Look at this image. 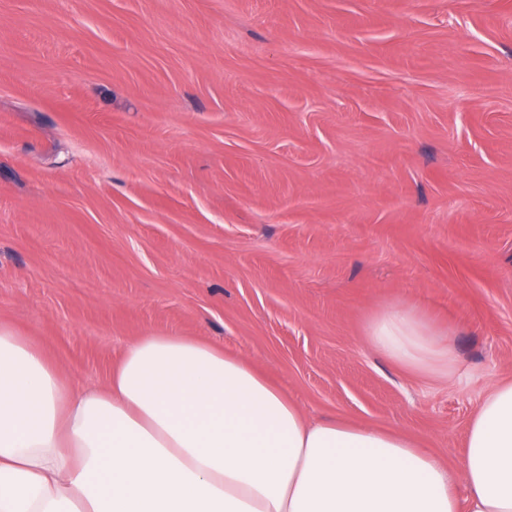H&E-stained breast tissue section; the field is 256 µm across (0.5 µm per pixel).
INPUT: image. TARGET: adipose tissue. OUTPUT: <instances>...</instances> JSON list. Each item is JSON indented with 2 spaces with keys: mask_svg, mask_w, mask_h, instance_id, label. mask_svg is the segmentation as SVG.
<instances>
[{
  "mask_svg": "<svg viewBox=\"0 0 512 512\" xmlns=\"http://www.w3.org/2000/svg\"><path fill=\"white\" fill-rule=\"evenodd\" d=\"M369 344L452 378L455 353L412 306L387 307ZM410 437L311 420L240 357L183 336L129 342L104 388L0 323V512H512V380L475 410L460 462Z\"/></svg>",
  "mask_w": 512,
  "mask_h": 512,
  "instance_id": "ef3b65f1",
  "label": "adipose tissue"
}]
</instances>
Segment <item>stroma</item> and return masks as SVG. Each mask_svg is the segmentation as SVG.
<instances>
[{"label":"stroma","mask_w":512,"mask_h":512,"mask_svg":"<svg viewBox=\"0 0 512 512\" xmlns=\"http://www.w3.org/2000/svg\"><path fill=\"white\" fill-rule=\"evenodd\" d=\"M451 335V381L369 344ZM0 320L73 388L155 332L456 468L512 379V0H0ZM424 316L412 306L386 307L367 328L369 344L393 362L415 372L450 380L455 353L449 341L442 342Z\"/></svg>","instance_id":"stroma-1"}]
</instances>
